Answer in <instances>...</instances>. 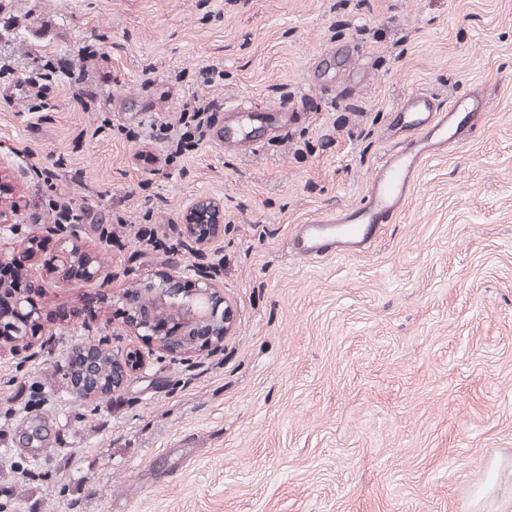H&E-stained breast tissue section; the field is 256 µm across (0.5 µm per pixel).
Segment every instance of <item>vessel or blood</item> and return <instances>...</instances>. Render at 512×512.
I'll list each match as a JSON object with an SVG mask.
<instances>
[{
    "mask_svg": "<svg viewBox=\"0 0 512 512\" xmlns=\"http://www.w3.org/2000/svg\"><path fill=\"white\" fill-rule=\"evenodd\" d=\"M485 105L484 94L476 87L453 97L445 108L428 91L406 94L396 107L399 122L390 134L392 146L373 171L362 200L297 225L290 240L293 255L314 260L368 252L383 225L392 223L411 197L423 164L458 143L469 115L483 111ZM293 110L287 103L271 111L237 107L218 123L215 138L241 147L272 142L293 120Z\"/></svg>",
    "mask_w": 512,
    "mask_h": 512,
    "instance_id": "obj_1",
    "label": "vessel or blood"
}]
</instances>
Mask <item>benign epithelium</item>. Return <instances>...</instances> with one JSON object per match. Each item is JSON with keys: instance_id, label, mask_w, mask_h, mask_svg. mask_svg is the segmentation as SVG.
Instances as JSON below:
<instances>
[{"instance_id": "obj_1", "label": "benign epithelium", "mask_w": 512, "mask_h": 512, "mask_svg": "<svg viewBox=\"0 0 512 512\" xmlns=\"http://www.w3.org/2000/svg\"><path fill=\"white\" fill-rule=\"evenodd\" d=\"M184 220L192 233L197 231V225H207L203 239L208 240L224 224V208L212 199L200 197L187 207ZM78 237V226L70 225L52 261L66 270L79 265L86 281L107 284L109 272L68 245ZM216 277L217 271L207 268L192 279L193 287L186 288L183 283L188 276L181 269L160 276L143 275L136 287L112 292L109 303L112 310L123 314L121 323L155 347L157 359L189 363L195 354L219 347L235 328L234 309L223 302L214 288ZM38 292L39 299L35 300L24 289L15 288L11 290L9 308H0V339L11 342L7 349L0 346V358L9 355L22 364L38 356L33 339L41 335L43 311L56 297L45 287ZM109 325L108 320L103 336L86 344L97 356L86 366L82 379H70L86 398L121 387L128 372L141 366L139 351H129L123 359L112 360L110 376L102 374V360L112 339Z\"/></svg>"}]
</instances>
